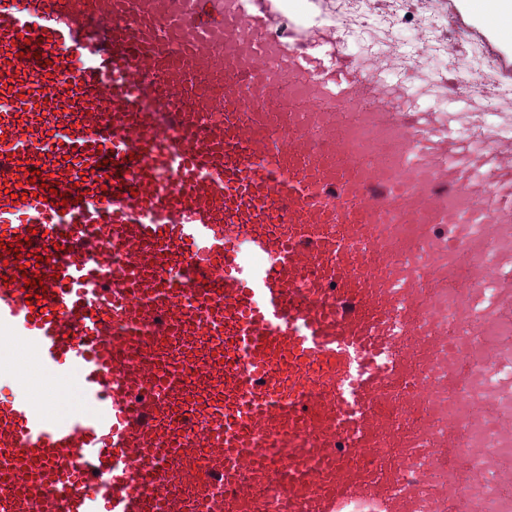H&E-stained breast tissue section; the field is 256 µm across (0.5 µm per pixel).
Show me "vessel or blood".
Masks as SVG:
<instances>
[{
  "label": "vessel or blood",
  "instance_id": "vessel-or-blood-1",
  "mask_svg": "<svg viewBox=\"0 0 512 512\" xmlns=\"http://www.w3.org/2000/svg\"><path fill=\"white\" fill-rule=\"evenodd\" d=\"M364 85L271 0H0V245L24 250L0 257V334L80 393L0 400V512H262L272 486L299 512H474L512 472L465 452L470 422L512 433L499 349L466 414L404 419L465 390L426 298L512 314V255L440 258L512 218V150L475 184L447 129L411 137L436 179L418 206L304 123ZM453 183L476 204L457 225ZM394 438L407 463L378 454Z\"/></svg>",
  "mask_w": 512,
  "mask_h": 512
}]
</instances>
